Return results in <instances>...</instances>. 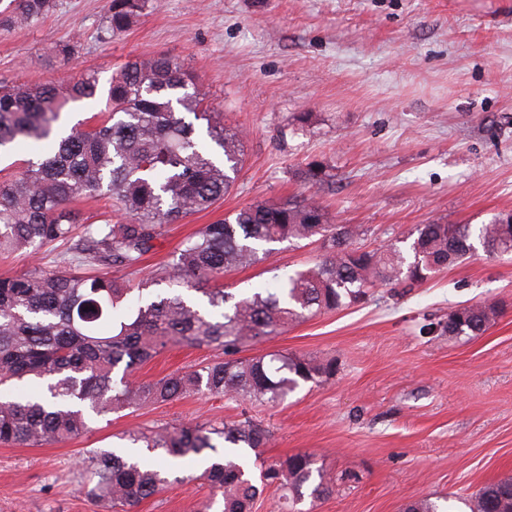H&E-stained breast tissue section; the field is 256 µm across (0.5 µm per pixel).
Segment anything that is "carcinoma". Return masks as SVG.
Segmentation results:
<instances>
[{
	"mask_svg": "<svg viewBox=\"0 0 512 512\" xmlns=\"http://www.w3.org/2000/svg\"><path fill=\"white\" fill-rule=\"evenodd\" d=\"M150 0H109L107 30L126 31ZM53 0H8L0 28L43 19ZM99 79L85 73L67 83L0 84V151L32 146L14 174L0 177V256L57 250V271L39 266L0 275V444L35 447L86 434L91 415L105 416L194 395L263 405L336 374L332 359L283 353L241 357V348L322 312L360 303L378 283L411 284L470 259L512 255V215L487 224L417 225L406 249L391 243L352 246L361 226H336L315 195L253 202L203 225L167 263L141 276L143 257L165 226L209 210L229 193L244 162V135L204 107L206 93L173 57L156 53L125 62L109 83L107 108L64 129L63 111L93 100ZM206 122V136L195 123ZM312 188L330 181L327 167L297 172ZM102 197L112 212L84 217L75 204ZM319 238L323 254L274 291L238 296L224 274L266 261L269 245ZM117 268L135 280L112 276ZM498 317L493 304L451 313L448 335L479 336ZM206 347L215 358L155 380L135 378L171 346ZM135 448L160 451L173 465L198 457L195 479L207 485L220 512H251L263 490L282 492L298 512L305 497L333 495L339 478L316 457L294 453L269 461L272 432L250 417L137 429L122 435ZM260 462L259 481L245 450ZM81 489L107 512H134L167 485V470L115 452L83 457ZM470 512H512V476L482 485ZM401 512H456L452 497L415 498Z\"/></svg>",
	"mask_w": 512,
	"mask_h": 512,
	"instance_id": "carcinoma-1",
	"label": "carcinoma"
}]
</instances>
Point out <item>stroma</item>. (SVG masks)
I'll use <instances>...</instances> for the list:
<instances>
[{
	"mask_svg": "<svg viewBox=\"0 0 512 512\" xmlns=\"http://www.w3.org/2000/svg\"><path fill=\"white\" fill-rule=\"evenodd\" d=\"M108 0H55L40 22L0 28V81L97 73L107 83L135 56L166 53L194 74L211 110L243 129L233 190L167 225L152 271L202 225L256 201L303 192L293 173L330 167L316 196L333 224H360L359 246L406 240L416 225L486 224L512 213V0H157L129 29H106ZM56 44L73 53L61 60ZM308 114L300 123L299 114ZM318 244H275L269 261L229 272L237 294L279 287L313 265ZM502 308L483 335L434 331L478 302ZM335 359L336 375L277 405L189 396L96 418L82 437L0 445V512H105L80 491L82 455L118 450L123 433L249 412L275 431L265 459L306 451L339 476L301 512H400L430 495L467 499L512 474V258L485 254L421 284H378L365 303L318 314L244 349ZM174 347L146 363L155 379L210 361ZM200 465L171 470L136 512H200Z\"/></svg>",
	"mask_w": 512,
	"mask_h": 512,
	"instance_id": "1",
	"label": "stroma"
}]
</instances>
